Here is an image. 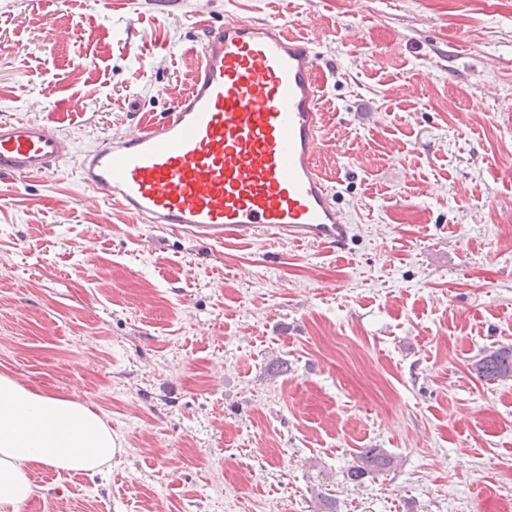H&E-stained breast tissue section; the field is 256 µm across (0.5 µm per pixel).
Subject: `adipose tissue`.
<instances>
[{
	"label": "adipose tissue",
	"instance_id": "obj_1",
	"mask_svg": "<svg viewBox=\"0 0 512 512\" xmlns=\"http://www.w3.org/2000/svg\"><path fill=\"white\" fill-rule=\"evenodd\" d=\"M115 451L111 430L91 409L0 376V512H19L30 499L29 465L96 472Z\"/></svg>",
	"mask_w": 512,
	"mask_h": 512
}]
</instances>
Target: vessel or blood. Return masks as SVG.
<instances>
[{
	"label": "vessel or blood",
	"mask_w": 512,
	"mask_h": 512,
	"mask_svg": "<svg viewBox=\"0 0 512 512\" xmlns=\"http://www.w3.org/2000/svg\"><path fill=\"white\" fill-rule=\"evenodd\" d=\"M317 70L311 43L275 21L208 26L187 93L162 119L84 152L78 181L140 223L215 243L270 236L347 249L353 227L316 165ZM70 158L45 124L0 122V174L52 173Z\"/></svg>",
	"instance_id": "b4317fda"
}]
</instances>
